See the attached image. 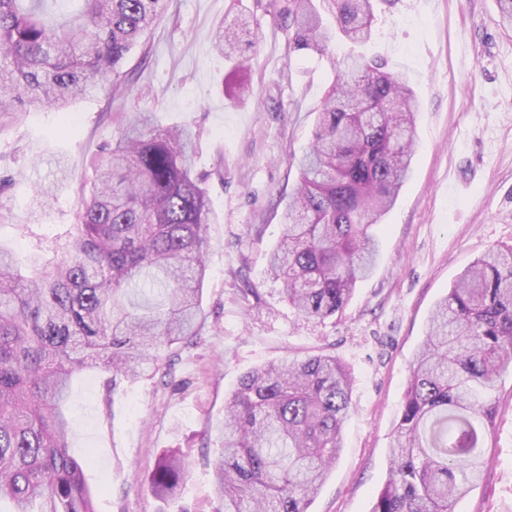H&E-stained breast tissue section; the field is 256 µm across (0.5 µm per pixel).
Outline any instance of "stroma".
Here are the masks:
<instances>
[{
	"label": "stroma",
	"instance_id": "1",
	"mask_svg": "<svg viewBox=\"0 0 512 512\" xmlns=\"http://www.w3.org/2000/svg\"><path fill=\"white\" fill-rule=\"evenodd\" d=\"M238 16L253 43L228 61L213 37ZM376 16L373 43L339 41L333 58L378 57L407 79L418 99L415 163L375 229L374 272L322 320L298 314L268 273L297 183L289 159L309 146L335 76L332 58L292 50L288 0H166L126 61L132 95L106 86L61 111L30 110L0 134V246L41 267L62 256L79 197L95 180L93 162L118 136L124 112L137 105L161 126L189 124L200 134L196 170L216 222L196 343L164 376L115 388L98 373L72 382L70 448L94 458L98 512H221L213 462L227 397L255 367L322 353L347 367L351 408L342 451L309 512H370L432 312L464 269L512 246V25L501 23L498 0H380ZM239 75L251 87L243 99L228 90ZM59 156L70 166L60 183ZM37 188L50 200L32 219ZM494 405L484 476L458 512H512V371ZM167 448L190 462L172 502L149 488Z\"/></svg>",
	"mask_w": 512,
	"mask_h": 512
}]
</instances>
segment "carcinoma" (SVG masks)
Wrapping results in <instances>:
<instances>
[{
    "label": "carcinoma",
    "mask_w": 512,
    "mask_h": 512,
    "mask_svg": "<svg viewBox=\"0 0 512 512\" xmlns=\"http://www.w3.org/2000/svg\"><path fill=\"white\" fill-rule=\"evenodd\" d=\"M0 0V131L30 108H64L100 85L122 86L127 55L164 0ZM291 0L293 50L324 55L339 36L376 37L377 0ZM247 27H218L215 47L239 51ZM417 101L380 59L336 60L309 150L270 256L288 302L324 319L347 304L379 252L373 227L412 172ZM196 133L133 112L98 160L78 224L52 270L24 277L0 248V502L10 512H96L69 449L73 376L112 386L163 370L197 335L215 223L194 171ZM512 367V246L473 262L433 312L412 365L388 479L371 512H457L480 478L492 393ZM351 381L334 355L286 357L241 377L225 405L214 463L224 512H307L343 448ZM187 472L158 457L153 494L173 500Z\"/></svg>",
    "instance_id": "1"
}]
</instances>
